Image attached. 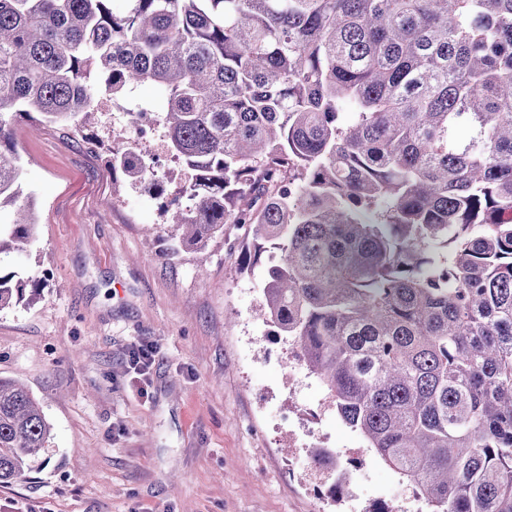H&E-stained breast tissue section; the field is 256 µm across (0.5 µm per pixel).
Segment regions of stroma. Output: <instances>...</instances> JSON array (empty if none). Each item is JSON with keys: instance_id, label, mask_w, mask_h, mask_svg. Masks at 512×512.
<instances>
[{"instance_id": "35a3bbf8", "label": "stroma", "mask_w": 512, "mask_h": 512, "mask_svg": "<svg viewBox=\"0 0 512 512\" xmlns=\"http://www.w3.org/2000/svg\"><path fill=\"white\" fill-rule=\"evenodd\" d=\"M92 148L47 124L15 131L36 226L0 268L40 280L0 311V378L24 385L52 426L35 467L0 486V512H410L415 495L325 408L316 378L292 382V349L254 317L264 265L239 271L230 240L181 247L173 210L185 171L129 116L100 113ZM138 147L164 174L157 194L112 184L106 148ZM157 348L147 380L132 349ZM351 460L353 496L331 498L308 428Z\"/></svg>"}]
</instances>
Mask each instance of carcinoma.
Listing matches in <instances>:
<instances>
[{"instance_id": "cac0c4a2", "label": "carcinoma", "mask_w": 512, "mask_h": 512, "mask_svg": "<svg viewBox=\"0 0 512 512\" xmlns=\"http://www.w3.org/2000/svg\"><path fill=\"white\" fill-rule=\"evenodd\" d=\"M0 0V210L14 127L92 138L100 98L168 93L188 246L247 225L280 253L263 322L429 505L512 512V0ZM107 163L160 188L153 162ZM35 220L0 224V255ZM27 284L0 272V310ZM50 425L0 378V484Z\"/></svg>"}]
</instances>
